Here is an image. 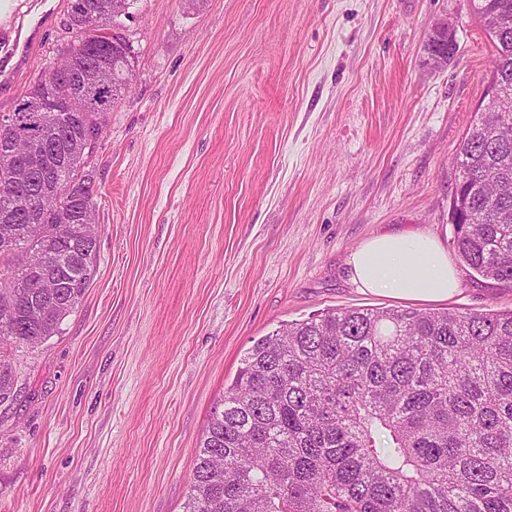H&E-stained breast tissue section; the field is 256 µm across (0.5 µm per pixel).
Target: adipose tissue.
Here are the masks:
<instances>
[{
    "instance_id": "obj_1",
    "label": "adipose tissue",
    "mask_w": 512,
    "mask_h": 512,
    "mask_svg": "<svg viewBox=\"0 0 512 512\" xmlns=\"http://www.w3.org/2000/svg\"><path fill=\"white\" fill-rule=\"evenodd\" d=\"M348 266L354 283L366 292L433 302L459 289L447 253L434 237L422 233L376 235L350 253Z\"/></svg>"
}]
</instances>
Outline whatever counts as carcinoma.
<instances>
[{
    "label": "carcinoma",
    "mask_w": 512,
    "mask_h": 512,
    "mask_svg": "<svg viewBox=\"0 0 512 512\" xmlns=\"http://www.w3.org/2000/svg\"><path fill=\"white\" fill-rule=\"evenodd\" d=\"M137 0H69L81 20L105 13L63 49L76 68L88 58L112 69L106 111L86 87L39 77L23 96L41 102L34 130L59 144L46 159L72 185L60 199L29 201L17 130L28 113L1 112L0 403L16 397L3 350L35 348L54 335L94 276L93 152L87 137L132 88L129 37L114 46L104 31L122 26ZM475 10L495 54L492 96L512 97V0H478ZM512 116L478 109L456 155L449 215L454 246L477 275L512 288ZM60 295L39 288L43 262ZM183 512H512V312L340 308L287 322L256 341L201 436Z\"/></svg>",
    "instance_id": "cac0c4a2"
}]
</instances>
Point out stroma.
<instances>
[{
  "label": "stroma",
  "mask_w": 512,
  "mask_h": 512,
  "mask_svg": "<svg viewBox=\"0 0 512 512\" xmlns=\"http://www.w3.org/2000/svg\"><path fill=\"white\" fill-rule=\"evenodd\" d=\"M0 112L73 34L67 0H9ZM447 20L455 51L433 67ZM133 88L91 159L96 274L41 346L7 351L0 512H183L209 414L283 323L404 308L349 254L422 232L457 262L454 164L488 102L494 47L472 0H137ZM436 311L512 310L457 270ZM448 35L450 34L448 33L447 20H442L434 26L429 37V51L434 64L442 65L448 61ZM433 40H435V42H433ZM446 41L447 49L443 44Z\"/></svg>",
  "instance_id": "1"
}]
</instances>
